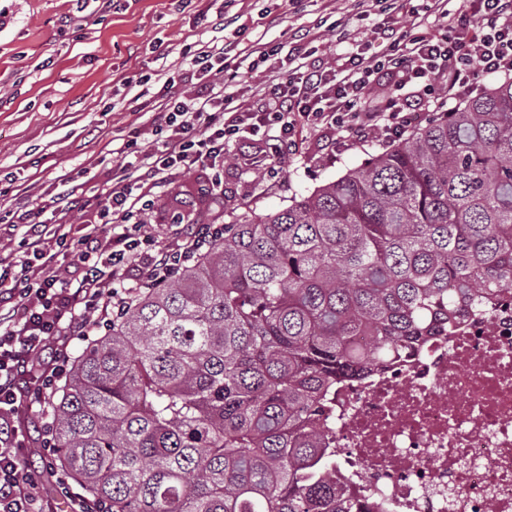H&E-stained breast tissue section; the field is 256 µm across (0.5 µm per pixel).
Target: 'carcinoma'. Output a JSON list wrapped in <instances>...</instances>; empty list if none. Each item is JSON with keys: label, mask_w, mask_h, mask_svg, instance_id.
Wrapping results in <instances>:
<instances>
[{"label": "carcinoma", "mask_w": 512, "mask_h": 512, "mask_svg": "<svg viewBox=\"0 0 512 512\" xmlns=\"http://www.w3.org/2000/svg\"><path fill=\"white\" fill-rule=\"evenodd\" d=\"M505 292L506 81L140 291L60 387L51 463L108 512H355L327 394Z\"/></svg>", "instance_id": "obj_1"}]
</instances>
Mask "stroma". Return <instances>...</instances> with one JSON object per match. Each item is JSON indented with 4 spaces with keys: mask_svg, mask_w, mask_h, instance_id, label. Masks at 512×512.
<instances>
[{
    "mask_svg": "<svg viewBox=\"0 0 512 512\" xmlns=\"http://www.w3.org/2000/svg\"><path fill=\"white\" fill-rule=\"evenodd\" d=\"M227 9L238 15L243 44L262 40L287 43L288 29L304 26L316 35L319 54L336 61L342 48L334 23L348 19L352 0H300L297 8L283 0H119L103 7L100 0H0V187L42 205L60 189L59 175L82 173L89 183L110 176L123 162L118 148L130 126L144 129L143 148H151L158 70L187 68L186 45L208 40L199 10ZM280 15L270 25L269 15ZM73 17L70 27L62 17ZM149 76L144 85H125L124 77ZM378 142L345 145L336 129L303 131L287 155L275 185L256 182L263 165L259 144L244 134L224 163V194L202 199L199 188L211 170L172 172L155 196L148 221L159 246L171 237L162 221L179 210L187 220L206 214L220 224L241 214L263 216L290 200L336 180L370 155L383 151Z\"/></svg>",
    "mask_w": 512,
    "mask_h": 512,
    "instance_id": "35a3bbf8",
    "label": "stroma"
}]
</instances>
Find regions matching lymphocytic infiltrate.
<instances>
[{
  "label": "lymphocytic infiltrate",
  "instance_id": "lymphocytic-infiltrate-1",
  "mask_svg": "<svg viewBox=\"0 0 512 512\" xmlns=\"http://www.w3.org/2000/svg\"><path fill=\"white\" fill-rule=\"evenodd\" d=\"M373 6L358 0L354 17L367 26L339 32L346 56L336 66L317 56L310 31L292 30L285 52L258 41L245 47L235 17L217 15L211 40L198 43L190 60L191 75H164L153 115L163 140L150 150L123 142L119 151L132 162L89 190L67 177V189L51 198L50 207L62 213L86 212L83 222L45 223L42 208L14 199L10 221L24 229L23 257H0V435L9 442L0 448V512H45L44 475L27 466L18 419L22 408L45 406L67 378L72 338L107 329L138 291L167 282L224 235L223 225L212 222L180 231L185 216L174 213L166 222L177 236L156 247L140 217L167 172L211 169L203 189L210 197L222 184L226 147L243 132L273 130L262 152L274 175L298 123L334 127L353 144L391 143L420 113L463 101L485 78L512 79V0H431L423 11L391 0L374 23ZM431 24L438 34L428 33ZM249 59L265 64L270 91L243 112L224 91V70ZM383 74L387 92L371 101Z\"/></svg>",
  "mask_w": 512,
  "mask_h": 512
}]
</instances>
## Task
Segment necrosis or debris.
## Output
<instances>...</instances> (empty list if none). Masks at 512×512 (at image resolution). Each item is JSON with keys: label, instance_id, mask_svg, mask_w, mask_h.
Listing matches in <instances>:
<instances>
[{"label": "necrosis or debris", "instance_id": "necrosis-or-debris-1", "mask_svg": "<svg viewBox=\"0 0 512 512\" xmlns=\"http://www.w3.org/2000/svg\"><path fill=\"white\" fill-rule=\"evenodd\" d=\"M324 427L356 512H512V293L337 386Z\"/></svg>", "mask_w": 512, "mask_h": 512}]
</instances>
